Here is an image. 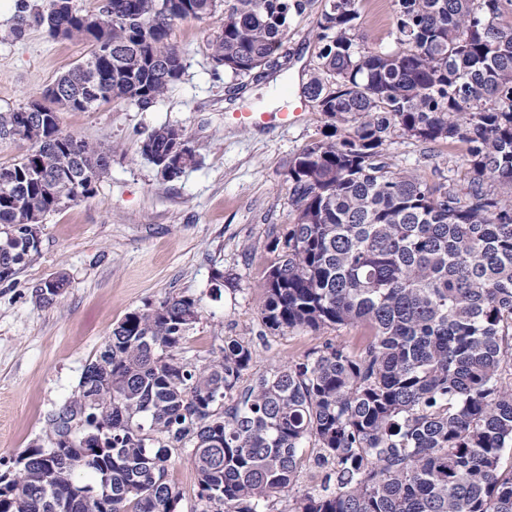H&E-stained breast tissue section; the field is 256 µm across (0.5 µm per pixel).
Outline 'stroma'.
<instances>
[{"label": "stroma", "instance_id": "1", "mask_svg": "<svg viewBox=\"0 0 512 512\" xmlns=\"http://www.w3.org/2000/svg\"><path fill=\"white\" fill-rule=\"evenodd\" d=\"M326 0H304L293 15L273 65L235 79L217 66L207 41L221 20L186 19L171 40L182 52V79L142 106L112 102L66 112L62 129L106 151V171L91 195L48 215L38 254L13 283H0V460L43 443L48 414L71 396L84 366L113 326L131 311L171 297L198 302L201 318L186 344L209 357L225 339L248 342L258 367L303 360L326 343L360 345L358 327L269 333L259 302L263 283L294 221L288 161L322 139L325 118L287 128L243 129L235 112L291 108L318 62L317 22ZM45 0H0V111L39 98L82 61L90 46L56 41L39 20ZM393 0H363L358 30L381 51L393 46ZM172 125L194 146L195 167L178 179L160 177L141 153L156 128ZM465 148L400 137L388 156L429 182L468 180ZM69 284L52 304L35 290L57 274Z\"/></svg>", "mask_w": 512, "mask_h": 512}]
</instances>
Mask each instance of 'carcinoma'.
Listing matches in <instances>:
<instances>
[{
	"mask_svg": "<svg viewBox=\"0 0 512 512\" xmlns=\"http://www.w3.org/2000/svg\"><path fill=\"white\" fill-rule=\"evenodd\" d=\"M40 21L91 43L43 93L40 112H0V282L38 252L33 223L80 198L108 154L61 128V113L148 105L184 74L174 24L221 13L212 60L235 77L274 61L303 0H106ZM394 47L355 38L361 0H327L322 47L302 93L323 138L288 162L294 223L260 305L269 332L361 325L262 372L250 345L184 355L200 320L181 296L129 312L45 421L47 446L0 474V512H177L168 462L188 451L195 512H266L307 462L324 483L289 512H512V0H396ZM177 127L142 154L166 158ZM466 146V187L429 184L386 161L395 138ZM67 282L36 289L49 305ZM252 381L235 395L243 376ZM311 445L316 451L306 455Z\"/></svg>",
	"mask_w": 512,
	"mask_h": 512,
	"instance_id": "carcinoma-1",
	"label": "carcinoma"
}]
</instances>
